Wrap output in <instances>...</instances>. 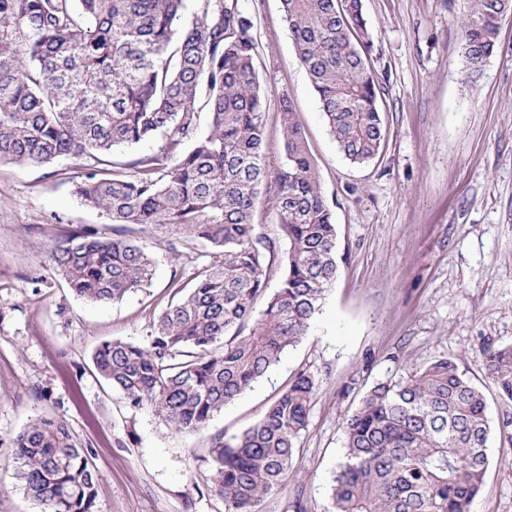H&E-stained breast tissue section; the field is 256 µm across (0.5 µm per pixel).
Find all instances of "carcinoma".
<instances>
[{"instance_id":"1","label":"carcinoma","mask_w":512,"mask_h":512,"mask_svg":"<svg viewBox=\"0 0 512 512\" xmlns=\"http://www.w3.org/2000/svg\"><path fill=\"white\" fill-rule=\"evenodd\" d=\"M281 2L339 150L354 164L370 162L384 123L362 0ZM185 8L186 0H0V163L94 159L170 135L163 156L137 161L134 172L89 165L75 194L114 224L150 228L171 249L178 241L207 248L206 264L177 284L180 297L154 320L147 344L104 342L93 355L131 406L195 433L307 336L336 280L338 235L285 103L287 163L268 204L288 249L280 285L267 291L276 251L254 223L269 179L254 24L238 0H200L178 30ZM511 16L512 0H469L459 27L468 80L481 75ZM46 261L92 303L119 301L152 281L151 256L117 231L53 234ZM482 365L512 399V344L484 350ZM317 388L315 375L300 372L256 424L213 438L211 482L225 512H263L291 473ZM343 433L335 512H471L492 431L482 392L455 360L437 356L374 384ZM13 443L16 479L40 512H96L91 452L64 422L41 417Z\"/></svg>"}]
</instances>
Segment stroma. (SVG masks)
Segmentation results:
<instances>
[{
    "mask_svg": "<svg viewBox=\"0 0 512 512\" xmlns=\"http://www.w3.org/2000/svg\"><path fill=\"white\" fill-rule=\"evenodd\" d=\"M258 42L265 93L264 155L286 162L280 109L301 124L337 224L339 269L307 337L252 390L196 434L170 430L96 372L105 341L146 344L172 301V280L205 263L191 242L169 249L150 232L124 235L155 260L149 288L122 301L76 297L49 267L48 230L111 232L105 212L74 191L82 162L0 163V512H40L11 465L13 440L34 419L66 423L92 452L97 512H224L211 488L213 436L255 424L301 371L319 386L292 473L264 512H330L345 452L343 421L376 382L444 355L488 405L489 464L472 512H512V401L487 377L485 348L512 344V17L477 81L462 72L467 0H363L371 63L384 92L385 139L367 165L339 152L288 35L281 0H239Z\"/></svg>",
    "mask_w": 512,
    "mask_h": 512,
    "instance_id": "1",
    "label": "stroma"
}]
</instances>
